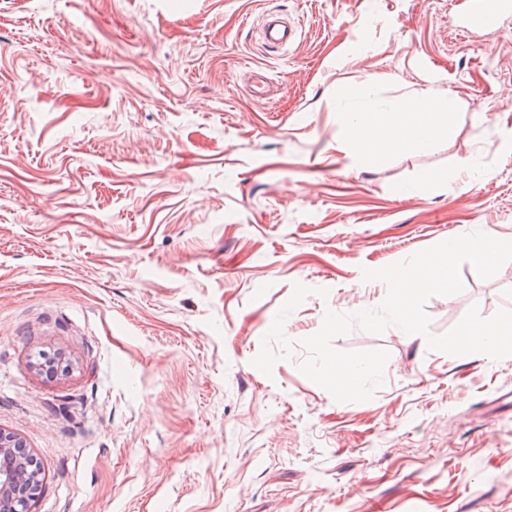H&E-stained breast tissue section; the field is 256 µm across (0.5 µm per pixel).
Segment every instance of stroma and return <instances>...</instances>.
I'll return each mask as SVG.
<instances>
[{
    "mask_svg": "<svg viewBox=\"0 0 512 512\" xmlns=\"http://www.w3.org/2000/svg\"><path fill=\"white\" fill-rule=\"evenodd\" d=\"M269 13L291 45L262 43ZM458 13L0 0V430L45 465L36 512H512V356L356 326L334 347L390 358L352 403L304 349L252 364L295 283L297 341L383 302L363 269L512 240V14L466 35ZM450 91L455 134L422 152L340 144L352 112ZM461 278L428 300L431 334L512 310V261Z\"/></svg>",
    "mask_w": 512,
    "mask_h": 512,
    "instance_id": "obj_1",
    "label": "stroma"
}]
</instances>
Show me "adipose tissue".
<instances>
[{"label": "adipose tissue", "mask_w": 512, "mask_h": 512, "mask_svg": "<svg viewBox=\"0 0 512 512\" xmlns=\"http://www.w3.org/2000/svg\"><path fill=\"white\" fill-rule=\"evenodd\" d=\"M457 98L423 95L399 106L352 113L343 143L353 157L363 159L381 151L412 153L434 139L451 137Z\"/></svg>", "instance_id": "adipose-tissue-1"}]
</instances>
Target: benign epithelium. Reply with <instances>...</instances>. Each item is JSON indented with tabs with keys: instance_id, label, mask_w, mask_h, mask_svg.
Segmentation results:
<instances>
[{
	"instance_id": "obj_1",
	"label": "benign epithelium",
	"mask_w": 512,
	"mask_h": 512,
	"mask_svg": "<svg viewBox=\"0 0 512 512\" xmlns=\"http://www.w3.org/2000/svg\"><path fill=\"white\" fill-rule=\"evenodd\" d=\"M44 473V464L18 438L0 432V512H35Z\"/></svg>"
}]
</instances>
